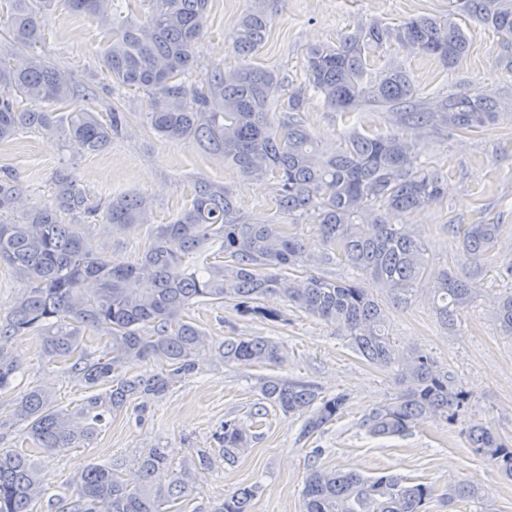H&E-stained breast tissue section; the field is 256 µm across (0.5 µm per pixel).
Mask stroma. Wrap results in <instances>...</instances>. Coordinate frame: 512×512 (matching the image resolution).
<instances>
[{
	"label": "stroma",
	"mask_w": 512,
	"mask_h": 512,
	"mask_svg": "<svg viewBox=\"0 0 512 512\" xmlns=\"http://www.w3.org/2000/svg\"><path fill=\"white\" fill-rule=\"evenodd\" d=\"M249 5V0H209L204 35L195 47L197 67L189 82H198L214 66L237 65L230 44ZM265 8L271 24L254 63L275 74L274 96L281 100L303 81L305 54L311 46L336 43L362 22L395 26L422 15L450 16L448 0H265ZM453 16L469 42L456 64L445 65L394 43L368 60L367 74L379 75L399 63L411 74L422 103L438 102L459 90L488 89L500 104L498 120L482 131L452 134L436 126L423 133L417 146L419 161L444 176L446 190L439 201L402 221L420 236L431 263L408 305L394 304L384 291L376 293L396 348L426 353L469 394L456 420L430 421L401 437H372L360 421L370 409L397 395L396 369L370 365L333 326L286 302H276L280 316L275 320L241 312L232 304L199 302L183 313L210 338L196 358V370L176 379L163 397L133 401L88 445L49 454L26 438L21 425L12 423L16 401L28 389L40 387L51 393L58 408L70 410L88 391L67 366L43 354L36 335L14 336L6 346L22 362L25 374L0 394V448L35 462L43 493L33 512H62L68 507L76 498V482L85 465L110 466L128 479L153 448L168 449L172 470L191 472L196 499L185 504L183 512H192L197 504L207 510L217 499L254 484L259 493L251 512H302L305 477L314 465L366 476L393 474L432 485L435 494L425 512H512V478L499 474L477 454L466 435L471 425L483 423L512 442V336L503 335L496 320L499 296L512 291V280L497 272L499 259L512 257V73L497 63L499 37L491 28L463 11ZM43 26L44 42L37 52L72 74L79 103L104 120L112 109L126 112L128 124L96 154L86 153L77 142L38 131L0 144V177L13 175L29 203H52L54 176L61 170L71 174L91 205L126 193L149 195L150 223L123 234L109 232L98 221L83 227L94 251L132 263L151 243L155 225L169 223L191 200L196 184L209 181L232 192L242 220H270L300 236L308 252L320 257L319 273L365 282V275L344 261L325 258L312 220L294 224L279 212L275 179L241 177L198 145L160 140L146 123L143 95L115 86L104 69L101 54L108 37L99 23L59 8L44 16ZM303 118L328 155L351 132L386 133L393 128L390 114L367 108L344 114L314 96ZM487 222L502 225L498 244L470 282V303L453 327H444L433 312L434 282L443 270H460L465 261L448 227ZM227 336L273 338L283 348L284 361L278 366L225 363L219 345ZM269 376L309 383L327 397L346 395L345 408L323 433L302 440L301 417L272 406L256 415L260 382ZM229 420L253 426L257 434L231 466L218 456L219 437ZM202 452L213 456L214 464L191 469V461ZM464 481L480 485V497L449 500V487Z\"/></svg>",
	"instance_id": "35a3bbf8"
}]
</instances>
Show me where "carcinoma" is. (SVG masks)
Here are the masks:
<instances>
[{
    "mask_svg": "<svg viewBox=\"0 0 512 512\" xmlns=\"http://www.w3.org/2000/svg\"><path fill=\"white\" fill-rule=\"evenodd\" d=\"M134 0H6L0 19L10 43L33 49L44 33L42 15L60 6L96 19L111 34L102 63L112 82L135 88L148 98L147 123L166 141L194 142L243 177L278 180L277 207L293 220L315 216L322 245L347 265L370 276L397 304L406 303L429 267L426 249L409 224H393L386 209L406 214L438 201V172L418 161L415 139L435 125L478 131L498 119L496 98L484 91L448 95L433 108L416 100L417 89L400 65L366 79L367 58L391 42L433 56L448 66L467 50L464 33L449 20L420 16L390 27L360 24L335 46L313 47L306 58L305 81L287 102L274 106L276 76L251 62L262 48L269 19L264 0H251L232 39L239 65L215 66L198 86L182 78L196 66L194 47L204 34L209 0H142L145 19L124 17ZM464 8L499 35L504 54L498 62L512 72V0H464ZM342 113L372 108L391 115L389 133H354L336 154L324 156L300 116L308 92ZM76 94L70 75L32 54L17 61L0 53V143L27 130L43 131L82 145L89 153L103 149L126 126V115L112 109L104 122L88 108L60 115ZM54 203L29 206L11 178L0 179V265L9 266L25 288L10 315L0 323V337L38 334L43 353L69 366L93 394L68 412L54 405L42 388L27 392L13 413L27 437L46 451L77 448L91 440L106 417L141 396L164 395L181 375L195 369L196 354L209 344L205 332L182 318L193 303L234 302L244 311L269 319L279 313L264 303L284 300L330 323L368 362L398 365L402 390L393 401L370 410L362 420L369 434L400 437L429 420L452 422L469 400L448 372L412 351L396 360L382 302L353 280L328 279L310 270L304 241L278 224L242 223L231 193L222 185L199 183L189 204L153 240L135 263H117L90 249L80 224L63 223L60 212L84 219L98 217L112 231L124 233L151 221V201L140 193L110 198L90 206L76 192L72 176L59 171L53 181ZM501 225L458 224L454 234L472 263L495 249ZM222 239L227 261L192 268L184 258L205 252ZM307 267L300 278L288 271ZM467 268L441 273L435 313L448 327L471 301ZM497 320L512 336V293L500 298ZM108 338V351L95 361L86 354L85 333ZM224 362L279 365L280 344L267 337H226ZM154 357L166 359L167 372L131 374L128 367ZM23 375L22 364L0 348V391ZM261 400L286 414L303 417L300 439L308 440L342 412L346 397L319 396L309 384L269 377ZM255 438L251 429L224 422L222 457L229 464ZM475 450L512 478V445L489 426L472 425L467 433ZM164 448L151 449L132 478L115 469L89 464L81 472L71 512H162L193 495L185 472L170 471ZM41 492L39 474L27 456L0 449V512H33ZM257 486H245L214 502L211 512H250ZM434 490L394 475L368 478L354 471L313 466L305 478L303 512H424ZM479 487L459 483L448 500L476 498Z\"/></svg>",
    "mask_w": 512,
    "mask_h": 512,
    "instance_id": "carcinoma-1",
    "label": "carcinoma"
}]
</instances>
